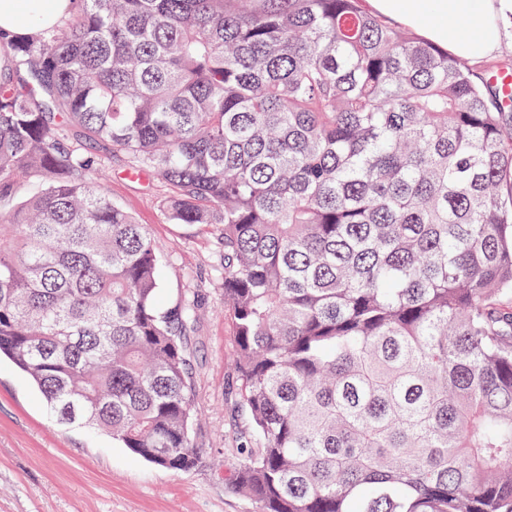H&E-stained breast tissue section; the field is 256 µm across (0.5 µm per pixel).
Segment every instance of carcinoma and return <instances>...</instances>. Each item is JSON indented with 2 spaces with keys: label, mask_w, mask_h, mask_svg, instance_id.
Masks as SVG:
<instances>
[{
  "label": "carcinoma",
  "mask_w": 512,
  "mask_h": 512,
  "mask_svg": "<svg viewBox=\"0 0 512 512\" xmlns=\"http://www.w3.org/2000/svg\"><path fill=\"white\" fill-rule=\"evenodd\" d=\"M0 356L56 421L187 473L198 293L103 169L222 226L258 512H512V113L363 0H74L0 36Z\"/></svg>",
  "instance_id": "1"
}]
</instances>
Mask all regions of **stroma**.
<instances>
[{
    "label": "stroma",
    "mask_w": 512,
    "mask_h": 512,
    "mask_svg": "<svg viewBox=\"0 0 512 512\" xmlns=\"http://www.w3.org/2000/svg\"><path fill=\"white\" fill-rule=\"evenodd\" d=\"M114 203L129 212L170 257L162 294L200 291L205 316L196 334L197 439L205 461L177 473L135 458L100 431L58 425L38 390L11 362H0V512H256L253 501L224 487V458L237 446L234 345L220 288V228L165 221L161 184L128 175L121 152L106 164Z\"/></svg>",
    "instance_id": "stroma-1"
}]
</instances>
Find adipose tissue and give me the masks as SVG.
Instances as JSON below:
<instances>
[{"mask_svg": "<svg viewBox=\"0 0 512 512\" xmlns=\"http://www.w3.org/2000/svg\"><path fill=\"white\" fill-rule=\"evenodd\" d=\"M377 15L422 27L435 44L470 59L493 53L501 40L499 16L512 0H367ZM72 0H0V33L15 36L54 27Z\"/></svg>", "mask_w": 512, "mask_h": 512, "instance_id": "ef3b65f1", "label": "adipose tissue"}]
</instances>
